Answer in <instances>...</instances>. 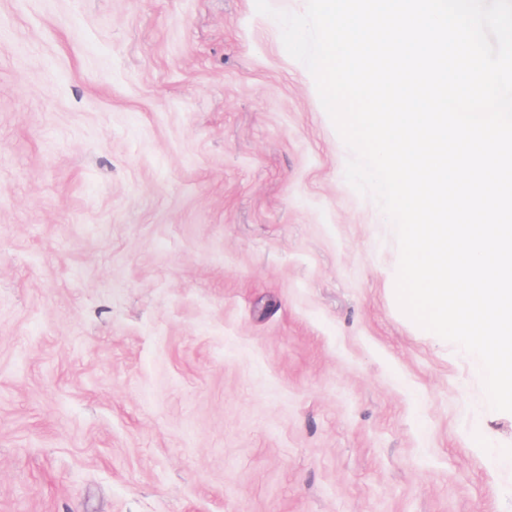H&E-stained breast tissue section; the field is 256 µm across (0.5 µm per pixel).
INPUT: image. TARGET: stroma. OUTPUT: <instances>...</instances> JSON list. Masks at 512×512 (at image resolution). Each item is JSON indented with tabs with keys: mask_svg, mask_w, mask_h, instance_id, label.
<instances>
[{
	"mask_svg": "<svg viewBox=\"0 0 512 512\" xmlns=\"http://www.w3.org/2000/svg\"><path fill=\"white\" fill-rule=\"evenodd\" d=\"M255 0H0V512H512V413Z\"/></svg>",
	"mask_w": 512,
	"mask_h": 512,
	"instance_id": "1",
	"label": "stroma"
}]
</instances>
